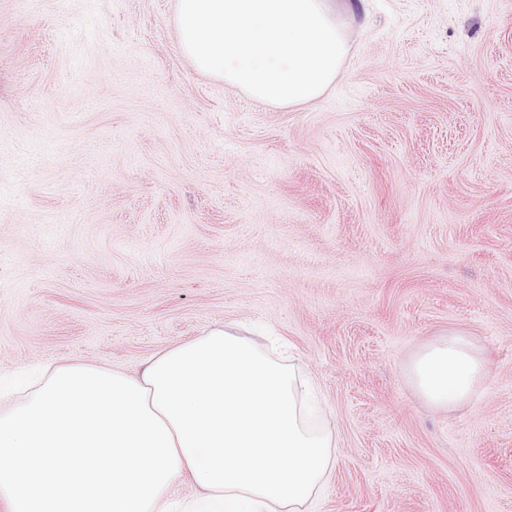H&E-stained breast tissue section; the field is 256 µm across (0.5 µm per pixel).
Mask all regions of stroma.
<instances>
[{
    "label": "stroma",
    "instance_id": "stroma-1",
    "mask_svg": "<svg viewBox=\"0 0 512 512\" xmlns=\"http://www.w3.org/2000/svg\"><path fill=\"white\" fill-rule=\"evenodd\" d=\"M174 9L0 0V373L272 334L333 438L311 512H512V0L337 10L290 109L197 73ZM451 334L491 382L448 411L408 365Z\"/></svg>",
    "mask_w": 512,
    "mask_h": 512
}]
</instances>
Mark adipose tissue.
I'll return each instance as SVG.
<instances>
[{
  "mask_svg": "<svg viewBox=\"0 0 512 512\" xmlns=\"http://www.w3.org/2000/svg\"><path fill=\"white\" fill-rule=\"evenodd\" d=\"M409 376L453 409L490 372L467 336L419 352ZM311 384L257 341L221 327L153 354L138 376L85 362L0 386V500L8 512H307L335 458L313 427Z\"/></svg>",
  "mask_w": 512,
  "mask_h": 512,
  "instance_id": "adipose-tissue-1",
  "label": "adipose tissue"
}]
</instances>
